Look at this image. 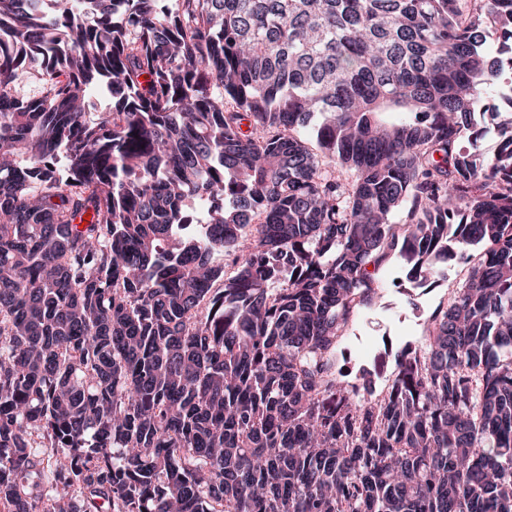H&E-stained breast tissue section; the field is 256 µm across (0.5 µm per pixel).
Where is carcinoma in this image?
I'll list each match as a JSON object with an SVG mask.
<instances>
[{
    "mask_svg": "<svg viewBox=\"0 0 512 512\" xmlns=\"http://www.w3.org/2000/svg\"><path fill=\"white\" fill-rule=\"evenodd\" d=\"M0 37V512H512V0H0ZM453 251L360 393L367 266Z\"/></svg>",
    "mask_w": 512,
    "mask_h": 512,
    "instance_id": "carcinoma-1",
    "label": "carcinoma"
}]
</instances>
